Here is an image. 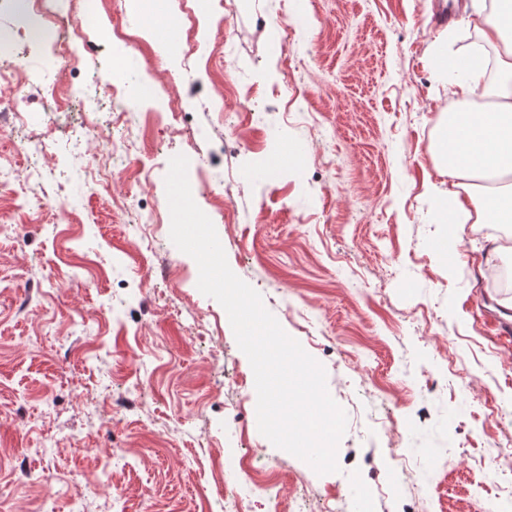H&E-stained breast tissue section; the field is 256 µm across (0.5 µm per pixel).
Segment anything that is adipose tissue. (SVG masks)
Here are the masks:
<instances>
[{
  "mask_svg": "<svg viewBox=\"0 0 512 512\" xmlns=\"http://www.w3.org/2000/svg\"><path fill=\"white\" fill-rule=\"evenodd\" d=\"M474 25L486 42L499 47V74L495 82L485 83L480 61H471L467 80L449 86L451 96L467 100L475 91L490 98L484 112H454L448 118V176L457 181L474 174L497 180L510 177V184L500 187L491 210L472 215L459 192L449 191L445 200L448 219L455 224L477 218L479 223H512V39L503 33L512 27V9L508 11L478 9L473 13Z\"/></svg>",
  "mask_w": 512,
  "mask_h": 512,
  "instance_id": "adipose-tissue-1",
  "label": "adipose tissue"
}]
</instances>
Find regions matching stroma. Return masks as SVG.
Wrapping results in <instances>:
<instances>
[{
	"label": "stroma",
	"instance_id": "stroma-1",
	"mask_svg": "<svg viewBox=\"0 0 512 512\" xmlns=\"http://www.w3.org/2000/svg\"><path fill=\"white\" fill-rule=\"evenodd\" d=\"M297 1L306 16L291 50L305 64L287 69L261 24ZM433 2L238 0L222 54L187 60L165 49L182 36L167 22L177 0L150 17L122 0L116 18L138 38L100 51L86 74L120 56L137 76L138 112L159 110L158 81L174 79L199 131L193 147L153 156L131 126L127 164L153 167L159 198L185 150L211 184L235 182L236 220L217 225L219 240L231 270L325 368L348 419L339 470L316 474L260 433L253 370L223 307L198 290L194 259L158 232L177 275L145 291L137 225L108 195L77 190L83 172L61 143L62 178L29 196L60 200L68 220L18 214L0 194V512H224L222 481L245 455L257 468L279 463L313 512L339 494L366 512H496L499 486L485 474L512 470V344L497 330L512 317V288L498 283L512 236L470 222L448 243L451 181L435 147L449 113L484 104L449 95L448 71L463 70L472 44L493 60L498 48L470 23L473 0L439 27ZM224 77L256 102L237 132L217 118L213 83ZM289 84L300 89L292 100ZM33 283L41 291L21 309ZM66 354L76 370L63 382ZM129 392L133 409L107 408ZM392 412L393 436L379 424ZM435 431L447 441L422 485L414 475L429 467L422 449Z\"/></svg>",
	"mask_w": 512,
	"mask_h": 512
}]
</instances>
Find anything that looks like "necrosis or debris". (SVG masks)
Instances as JSON below:
<instances>
[{"instance_id":"obj_1","label":"necrosis or debris","mask_w":512,"mask_h":512,"mask_svg":"<svg viewBox=\"0 0 512 512\" xmlns=\"http://www.w3.org/2000/svg\"><path fill=\"white\" fill-rule=\"evenodd\" d=\"M67 2V12L61 13L50 7L49 0H0V16L19 9L40 16L53 56L63 61L62 66L32 73L25 53L19 50L26 39L25 31L0 26V125L10 127L17 136L9 148L0 151L1 190L24 191L27 180L16 165L17 157L30 158L37 167L49 166L51 148L62 139L74 143L77 149L75 157L85 175L84 185L94 184L106 191L113 181L126 175L118 162L129 153L124 132L132 123L142 122L143 146L151 152L162 148L153 134L157 127L172 140L190 143L195 139L190 115L172 84L164 83L159 88L165 99L161 113L141 117L128 109L127 83L119 77L99 83L110 94L108 111H100L90 102L84 83L75 78L83 68V58L95 55L105 43L126 42L130 36L120 25H99L96 15L83 10V0ZM212 8L213 0H183L182 14L172 16V23L184 29L178 46L184 57L197 55L202 42L213 46L223 43V25H216L205 36L199 30V17ZM37 122L42 124L43 132L36 139L28 130ZM248 488L264 491L275 506L284 502L277 482L260 477L251 464L244 462L238 475L224 480V496L230 501L227 512H248L250 503L244 494Z\"/></svg>"}]
</instances>
